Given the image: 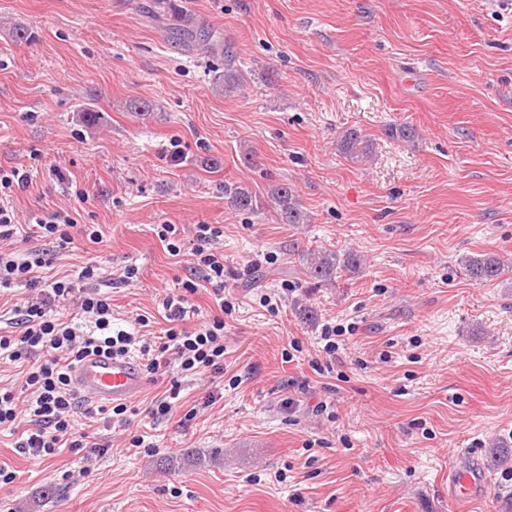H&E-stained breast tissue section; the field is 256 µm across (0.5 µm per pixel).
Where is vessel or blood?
Instances as JSON below:
<instances>
[{
	"mask_svg": "<svg viewBox=\"0 0 512 512\" xmlns=\"http://www.w3.org/2000/svg\"><path fill=\"white\" fill-rule=\"evenodd\" d=\"M71 381L84 397L99 404L127 402L139 395L146 378L131 358L91 353L77 362ZM487 491V478L481 466L474 462L448 468V500L450 503L482 498Z\"/></svg>",
	"mask_w": 512,
	"mask_h": 512,
	"instance_id": "b4317fda",
	"label": "vessel or blood"
}]
</instances>
